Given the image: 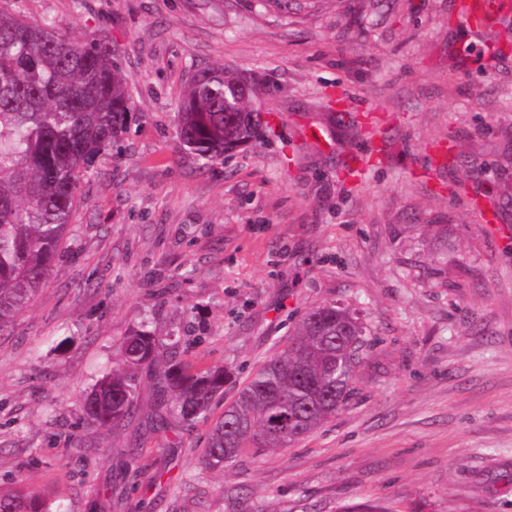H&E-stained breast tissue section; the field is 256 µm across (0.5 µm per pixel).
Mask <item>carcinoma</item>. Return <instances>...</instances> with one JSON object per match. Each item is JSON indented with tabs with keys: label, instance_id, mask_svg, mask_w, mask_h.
Segmentation results:
<instances>
[{
	"label": "carcinoma",
	"instance_id": "cac0c4a2",
	"mask_svg": "<svg viewBox=\"0 0 512 512\" xmlns=\"http://www.w3.org/2000/svg\"><path fill=\"white\" fill-rule=\"evenodd\" d=\"M128 78L108 36L72 40L53 22L0 10V332L53 272L76 214L79 183L113 145L130 111ZM246 85L222 68L199 73L179 107L178 138L205 162L248 143L256 115ZM369 346L360 318L336 303L310 310L288 344L264 363L211 430L205 463L224 469L246 448L283 450L321 427L352 390ZM163 342L145 331L121 343L122 360L84 398V413L118 424L134 407V370ZM223 369L171 364L160 391L184 420L223 395ZM0 512H46L32 492H0Z\"/></svg>",
	"mask_w": 512,
	"mask_h": 512
}]
</instances>
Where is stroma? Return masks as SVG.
Here are the masks:
<instances>
[{"label":"stroma","mask_w":512,"mask_h":512,"mask_svg":"<svg viewBox=\"0 0 512 512\" xmlns=\"http://www.w3.org/2000/svg\"><path fill=\"white\" fill-rule=\"evenodd\" d=\"M459 2L0 0L107 34L130 95L52 275L0 335V489L50 512H512V0L479 28ZM220 67L253 86L259 135L205 166L178 106ZM330 301L370 333L345 405L287 450L206 467L225 403ZM134 330L227 370L206 415L160 400V357L130 418L86 417Z\"/></svg>","instance_id":"obj_1"}]
</instances>
